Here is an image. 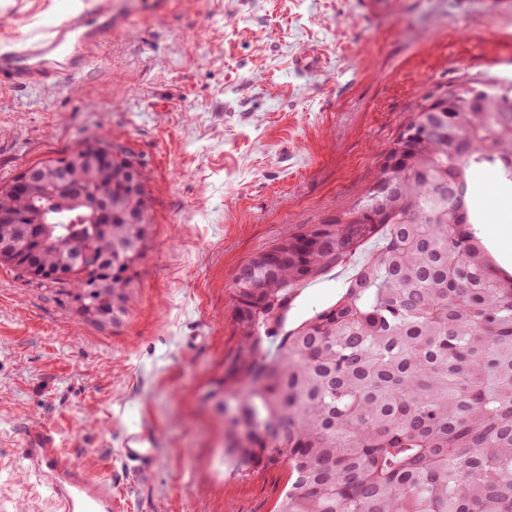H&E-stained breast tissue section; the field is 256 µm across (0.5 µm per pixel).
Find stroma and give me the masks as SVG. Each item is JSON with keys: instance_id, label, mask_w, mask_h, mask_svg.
<instances>
[{"instance_id": "1", "label": "stroma", "mask_w": 512, "mask_h": 512, "mask_svg": "<svg viewBox=\"0 0 512 512\" xmlns=\"http://www.w3.org/2000/svg\"><path fill=\"white\" fill-rule=\"evenodd\" d=\"M14 0L0 51L36 27ZM121 32L73 81L0 90V185L88 139L144 164L150 243L117 324L85 320L60 286L0 263V503L56 512L30 470L52 433L111 478L124 512H274L283 467L222 464L205 404L237 343L233 276L281 238L337 217L370 184L426 96L512 82V0H112ZM477 231L512 271V188L476 176ZM346 271L309 285L293 322L338 299ZM150 432L151 469L125 437Z\"/></svg>"}]
</instances>
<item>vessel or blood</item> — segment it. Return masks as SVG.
I'll use <instances>...</instances> for the list:
<instances>
[{"label": "vessel or blood", "mask_w": 512, "mask_h": 512, "mask_svg": "<svg viewBox=\"0 0 512 512\" xmlns=\"http://www.w3.org/2000/svg\"><path fill=\"white\" fill-rule=\"evenodd\" d=\"M115 25L111 9L106 8L32 34L19 51L0 55V89L20 90L75 78L91 63L92 48L111 35ZM24 453L55 493L59 512H116L111 480L64 454L51 433L30 435ZM121 455L125 462L147 469L154 459L150 435L128 437Z\"/></svg>", "instance_id": "1"}]
</instances>
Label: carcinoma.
<instances>
[{"label":"carcinoma","instance_id":"cac0c4a2","mask_svg":"<svg viewBox=\"0 0 512 512\" xmlns=\"http://www.w3.org/2000/svg\"><path fill=\"white\" fill-rule=\"evenodd\" d=\"M469 91L434 112L430 97L393 143L364 194L340 216L270 248L288 263L233 276L237 347L208 397L224 413V457L245 474L281 465L290 485L276 512H512V273L486 255L474 225V175L512 183V88ZM120 158L70 189L30 194L15 262L62 266L78 312L99 324L125 315L147 245L145 179ZM112 194V223L87 201ZM81 242L87 267L63 248ZM350 270L340 298L298 325L302 290Z\"/></svg>","mask_w":512,"mask_h":512}]
</instances>
